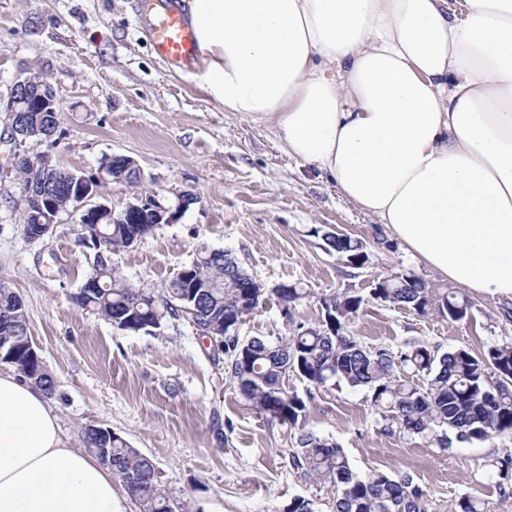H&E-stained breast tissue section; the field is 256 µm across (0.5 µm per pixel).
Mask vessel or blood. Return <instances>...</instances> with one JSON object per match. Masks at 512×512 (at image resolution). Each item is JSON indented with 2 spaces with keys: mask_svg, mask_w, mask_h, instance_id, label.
<instances>
[{
  "mask_svg": "<svg viewBox=\"0 0 512 512\" xmlns=\"http://www.w3.org/2000/svg\"><path fill=\"white\" fill-rule=\"evenodd\" d=\"M148 6L156 53L174 66L193 60L197 45L184 12L176 8L171 0H149Z\"/></svg>",
  "mask_w": 512,
  "mask_h": 512,
  "instance_id": "obj_1",
  "label": "vessel or blood"
}]
</instances>
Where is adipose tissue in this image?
I'll use <instances>...</instances> for the list:
<instances>
[{"mask_svg": "<svg viewBox=\"0 0 512 512\" xmlns=\"http://www.w3.org/2000/svg\"><path fill=\"white\" fill-rule=\"evenodd\" d=\"M194 79L271 121L415 258L512 296V0H189ZM44 392L0 371V512H117Z\"/></svg>", "mask_w": 512, "mask_h": 512, "instance_id": "adipose-tissue-1", "label": "adipose tissue"}]
</instances>
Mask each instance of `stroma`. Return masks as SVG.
Segmentation results:
<instances>
[{"label": "stroma", "instance_id": "35a3bbf8", "mask_svg": "<svg viewBox=\"0 0 512 512\" xmlns=\"http://www.w3.org/2000/svg\"><path fill=\"white\" fill-rule=\"evenodd\" d=\"M193 70L155 52L143 0H0V97L39 72L60 107L53 139L27 141L23 153L87 173L107 156L131 157L140 182L111 181L102 191L116 212L137 195L158 193L167 206L183 190L198 197L176 223L113 255L131 283L160 296L199 249L227 251L264 288L241 339L274 343L294 325L319 323L323 297L369 295L383 276L411 273L451 287L325 174L288 155L273 123L209 100ZM9 137L0 113V282L25 304L71 447H83L86 426L112 429L152 460L190 512H284L296 498L310 500L314 512H334L337 488L289 464L297 429L266 420L230 382L223 352L192 324L169 318L152 332L125 331L76 303L94 252L79 244L74 215L49 237L25 236ZM315 228L362 239L368 263L354 268L326 252ZM283 284L306 291L288 311L274 293ZM469 298L471 313L459 321L371 303L349 330L364 346L392 351L424 342L442 353L480 354L512 343V297ZM288 386L306 398L307 431L343 448L356 474L411 475L425 492V512H448L466 495L482 498L486 512H512V480L500 483L488 467L512 451V436L454 439L443 450L425 436L383 434L364 390L313 387L295 376Z\"/></svg>", "mask_w": 512, "mask_h": 512}]
</instances>
